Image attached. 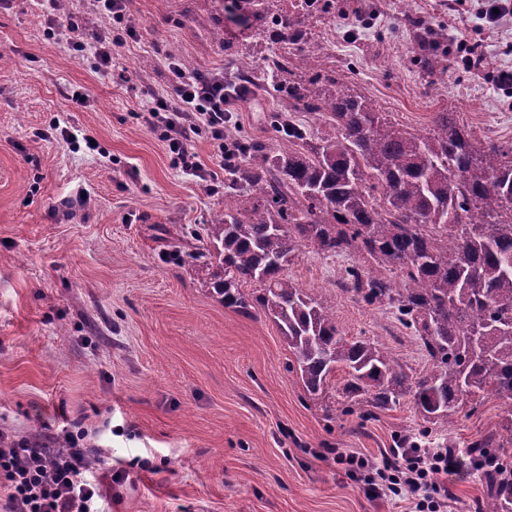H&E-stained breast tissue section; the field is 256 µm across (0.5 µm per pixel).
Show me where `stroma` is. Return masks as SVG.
Returning a JSON list of instances; mask_svg holds the SVG:
<instances>
[{"instance_id": "obj_1", "label": "stroma", "mask_w": 512, "mask_h": 512, "mask_svg": "<svg viewBox=\"0 0 512 512\" xmlns=\"http://www.w3.org/2000/svg\"><path fill=\"white\" fill-rule=\"evenodd\" d=\"M367 2L298 11L320 68L349 71L351 93L411 133L449 112L478 136L512 142V100L495 84L512 69V24L481 34L475 12L449 16L444 0H377L372 11ZM130 21L137 38L115 65L133 80L121 85L47 38L33 0L0 4V427L20 437L85 431L105 458L94 468L105 512H409L399 498L368 496L349 456L380 465L410 439L461 457L512 411L472 397L443 430L407 399L328 414L341 371L323 396L305 392L274 321L224 306L188 258L224 207L212 143L193 144L213 172L203 183L174 166L138 114L144 88H168L167 52L193 71H233L259 61L278 30L266 15L237 23L224 0H133ZM434 29L448 42L433 50ZM461 39L480 49L481 71L464 66ZM72 88L87 107L72 103ZM286 106L257 87L226 133L278 149L268 115ZM358 263L307 247L284 274L327 300L346 339L428 371L392 309L343 289ZM485 491L481 472L449 475L448 512H477Z\"/></svg>"}]
</instances>
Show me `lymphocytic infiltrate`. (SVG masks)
Segmentation results:
<instances>
[{
	"label": "lymphocytic infiltrate",
	"mask_w": 512,
	"mask_h": 512,
	"mask_svg": "<svg viewBox=\"0 0 512 512\" xmlns=\"http://www.w3.org/2000/svg\"><path fill=\"white\" fill-rule=\"evenodd\" d=\"M91 15L103 18L89 39L77 37L72 24L61 19L59 0H39L49 36L66 43L80 57L90 58L102 71L111 67L120 48L135 31L125 25L130 0H86ZM171 89L166 93L146 91L140 105L141 117L149 129H163L177 167L188 175L205 178L191 150L197 136L207 135L218 151L216 165L225 169L235 162V142L224 127L249 92L223 70L188 72L175 55H168ZM82 434L66 433L53 443H36L0 428V487L7 496L0 512H98L102 493L91 480L92 465L81 444ZM394 466L378 467L362 458L358 466L367 473L372 496H397L413 500L418 512H443L447 498L441 497L439 477L457 467L453 450L422 448L411 443L392 451Z\"/></svg>",
	"instance_id": "f902f5d3"
}]
</instances>
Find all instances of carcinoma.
<instances>
[{"mask_svg":"<svg viewBox=\"0 0 512 512\" xmlns=\"http://www.w3.org/2000/svg\"><path fill=\"white\" fill-rule=\"evenodd\" d=\"M252 2L290 30L283 40H308L281 20L276 0ZM263 65L288 106L334 134L313 138L273 112L288 146L272 151L239 139L241 157L225 171L224 213L206 227L209 248L190 254L203 283L227 307L273 317L310 395L322 394L341 369L344 393L367 394L374 408L410 396L445 428L471 396L512 406V145L481 140L446 112L427 134L410 133L370 97L343 89V75L320 73L313 49L298 63L275 49ZM309 245L397 273L398 286L351 268L345 289L397 309L430 371L414 377L390 354L346 339L328 302L284 276ZM249 285L257 289L248 294ZM467 456L476 467L494 465L479 512H512V422L505 434L471 443Z\"/></svg>","mask_w":512,"mask_h":512,"instance_id":"cac0c4a2","label":"carcinoma"}]
</instances>
